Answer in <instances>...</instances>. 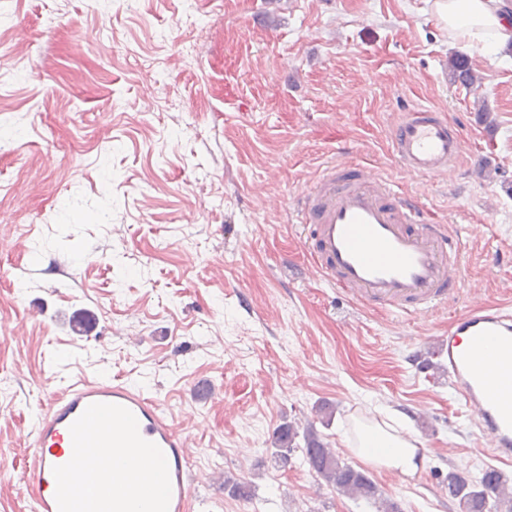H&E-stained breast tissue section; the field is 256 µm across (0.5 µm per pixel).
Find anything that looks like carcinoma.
<instances>
[{"label":"carcinoma","instance_id":"obj_1","mask_svg":"<svg viewBox=\"0 0 512 512\" xmlns=\"http://www.w3.org/2000/svg\"><path fill=\"white\" fill-rule=\"evenodd\" d=\"M450 67L465 82H475L470 63L464 56L451 58ZM297 435L294 425L285 424L278 429L275 444L282 449L290 448ZM304 440L303 452L310 468L340 493L373 503L379 507V512H401L397 503L382 497L375 482L365 472L342 462L312 427L306 428ZM446 481L448 497L457 501L461 512H489L491 509L512 512V486L498 470L487 469L475 481L458 470H450Z\"/></svg>","mask_w":512,"mask_h":512}]
</instances>
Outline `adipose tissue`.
I'll list each match as a JSON object with an SVG mask.
<instances>
[{
  "label": "adipose tissue",
  "instance_id": "obj_1",
  "mask_svg": "<svg viewBox=\"0 0 512 512\" xmlns=\"http://www.w3.org/2000/svg\"><path fill=\"white\" fill-rule=\"evenodd\" d=\"M500 0H435L439 21L459 40L489 36L499 45L512 42V20L499 12ZM348 445L365 464L401 477L414 476L423 456L407 425L397 421L355 423ZM112 464L125 493L134 495L131 512H147L146 500L157 472L142 470L128 463L123 451H116Z\"/></svg>",
  "mask_w": 512,
  "mask_h": 512
}]
</instances>
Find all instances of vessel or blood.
I'll use <instances>...</instances> for the list:
<instances>
[{
  "mask_svg": "<svg viewBox=\"0 0 512 512\" xmlns=\"http://www.w3.org/2000/svg\"><path fill=\"white\" fill-rule=\"evenodd\" d=\"M391 147L408 173L436 179L462 159L460 129L438 110L397 113ZM291 210L307 228L309 272L348 291L360 305L418 316L457 301L464 287L462 246L447 225L429 222L415 197L399 193L378 169L341 157L327 162L297 195ZM512 351V310L477 303L442 337V363L459 400L475 416L496 460H512V374L487 378L478 368L487 340ZM34 450L21 480L27 512H73L71 492L114 480L106 453L125 448L142 468H159L164 488L152 512H187L195 485L188 439L156 400L135 386L82 376L43 403L29 432Z\"/></svg>",
  "mask_w": 512,
  "mask_h": 512,
  "instance_id": "1",
  "label": "vessel or blood"
}]
</instances>
